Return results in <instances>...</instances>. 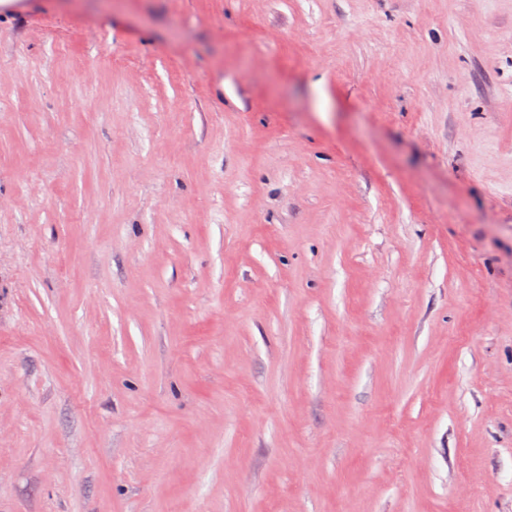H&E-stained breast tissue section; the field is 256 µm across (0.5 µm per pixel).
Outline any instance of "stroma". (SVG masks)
I'll list each match as a JSON object with an SVG mask.
<instances>
[{"label":"stroma","instance_id":"stroma-1","mask_svg":"<svg viewBox=\"0 0 512 512\" xmlns=\"http://www.w3.org/2000/svg\"><path fill=\"white\" fill-rule=\"evenodd\" d=\"M0 512H512V0L0 7Z\"/></svg>","mask_w":512,"mask_h":512}]
</instances>
